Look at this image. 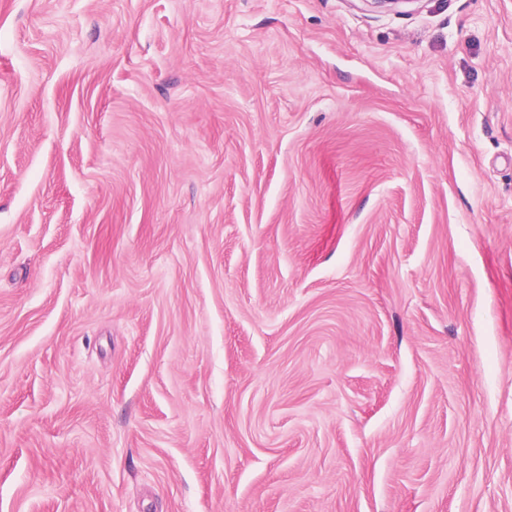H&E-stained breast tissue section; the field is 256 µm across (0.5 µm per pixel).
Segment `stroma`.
<instances>
[{
    "mask_svg": "<svg viewBox=\"0 0 512 512\" xmlns=\"http://www.w3.org/2000/svg\"><path fill=\"white\" fill-rule=\"evenodd\" d=\"M0 512H512V0H0Z\"/></svg>",
    "mask_w": 512,
    "mask_h": 512,
    "instance_id": "1",
    "label": "stroma"
}]
</instances>
